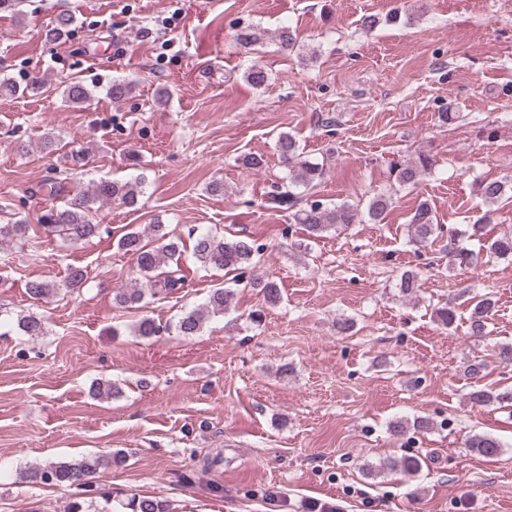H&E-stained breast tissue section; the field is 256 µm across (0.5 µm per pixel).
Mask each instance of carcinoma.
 <instances>
[{
    "label": "carcinoma",
    "mask_w": 512,
    "mask_h": 512,
    "mask_svg": "<svg viewBox=\"0 0 512 512\" xmlns=\"http://www.w3.org/2000/svg\"><path fill=\"white\" fill-rule=\"evenodd\" d=\"M75 24V17L63 14L58 16L47 30L46 37L50 41H58L67 37ZM265 32L249 24L242 27L236 34V42L247 54L258 53L263 44ZM244 78L250 85L261 88L268 82V73L257 62L251 63L244 71ZM42 85L37 80L29 81L22 89L7 80H0V96H13L17 92L37 93ZM133 89V82L114 79L107 95L115 102L128 98ZM63 96L67 103L74 107H83L91 100V90L82 82L70 80L65 82ZM276 150L288 170L283 178L284 184L275 186L271 195L274 205L280 209L293 211L296 222L304 227L305 240L314 241L330 230L345 228L351 224L368 221L380 223L384 214L392 207V196L377 194L362 205L342 201L326 204L319 199L303 197L318 185L326 174L324 164L307 159L303 156L299 142L288 132L278 135ZM434 162L426 155L390 165L394 184L406 188L417 184L432 174ZM144 179H100L90 187L75 188L73 194L67 196L59 205L53 204L40 216L39 223L49 235L59 236L73 243L88 241L101 234L103 226L98 224L96 215L105 205L119 203L128 208L139 203L143 196ZM505 185L500 180H481L477 182V196L480 204L487 207L484 215L474 223L466 225L460 233H448V257L468 263L472 252L467 248L466 241L479 240L484 235L485 225L490 223L491 206L498 202L504 194ZM30 225L20 221L0 224V248L12 247L24 249L29 245L27 233ZM444 227L435 222L434 212L430 204L422 201L413 212L409 229V243L416 249L426 248L441 237ZM151 241H144V234L131 231L121 236L117 242L118 249L132 256L135 267L142 279V287L119 288L113 293L114 305L122 309L134 308L146 297L164 298L185 288V276L181 269L173 268L168 262L180 254V241L170 235L167 227L158 222L148 225ZM489 252L498 258L512 259V234L502 235L488 245ZM265 245L238 235L227 237L210 232H200L193 240V254L202 266L225 274L232 275L233 282H246L251 288L263 293L264 301L275 305L280 301V289L275 281L261 278L248 271L254 269L257 259L264 254ZM420 274L409 270L401 274L398 291L402 298L411 299L419 288ZM88 272L81 266L68 267L66 276L60 282L33 280L29 282L27 293L35 299H49L57 296L64 288H76L83 285ZM235 290L230 287H216L210 290L206 302L189 312L184 313L177 322V330L183 336H195L203 328L207 318L222 315L233 306ZM475 303L469 322L468 332L472 336L488 335L486 314L494 307L495 301L488 293L474 296ZM437 321L448 327L456 318L454 304L445 301L435 308ZM14 323L19 331L30 338H38L46 334L44 320L34 313L21 312L16 315ZM164 327L154 320L143 318L134 324V335L141 338H152L159 335ZM92 394L98 399H109L121 394V389L114 382L100 380L93 385ZM469 401L475 405L499 404L512 406V389L503 391L488 390L477 386L468 394ZM430 427V421L416 418L409 423L405 420H394L389 424L390 431L395 435H403L408 429L417 432ZM468 447L485 457L500 454L502 443L491 435H474L468 441ZM123 456L116 453L111 457L87 455L75 461H58L46 465H38L26 472V478L33 482L81 488L91 491L94 479L99 470L113 463H120ZM422 468V459L418 456H403L399 459H387L380 463L378 470L399 471L405 475H414ZM121 508L130 512H166L164 504L151 497H134Z\"/></svg>",
    "instance_id": "carcinoma-1"
}]
</instances>
